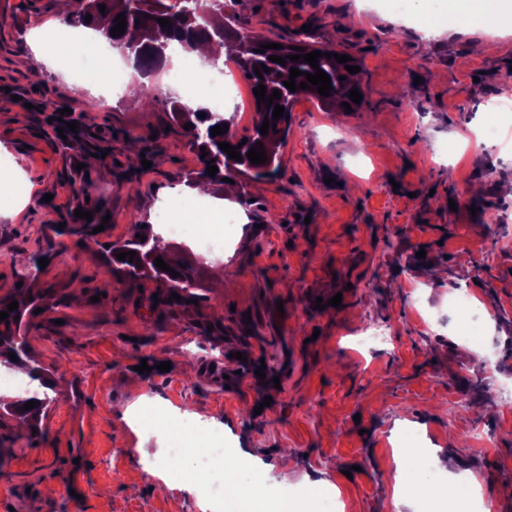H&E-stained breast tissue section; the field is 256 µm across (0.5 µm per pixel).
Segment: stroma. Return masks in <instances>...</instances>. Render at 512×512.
Instances as JSON below:
<instances>
[{
    "mask_svg": "<svg viewBox=\"0 0 512 512\" xmlns=\"http://www.w3.org/2000/svg\"><path fill=\"white\" fill-rule=\"evenodd\" d=\"M56 2L0 0V163L22 159L31 199L0 215V299H33L31 363L61 391L39 432L0 427V512H200L143 470L158 442H140L148 425L132 430L124 412L148 398L219 416L226 445L264 466L328 479L340 512H408L388 480L402 466L395 431L410 425L425 453L479 478L493 512H512V405L497 398L512 388V197L497 189L512 112L485 152L464 146L486 105L512 98V36L426 38L389 21L386 0H250L240 25L284 39L308 25L359 57L364 101L348 113L299 97L278 177L247 186V205L213 188L240 216L222 263L172 240L170 260L199 267V287L194 303L158 305L163 285L109 271L108 247L137 224L159 232L161 204L187 198L201 163L170 119L168 70L131 73L124 96L94 108L33 52ZM64 108L78 128L63 137ZM140 148L157 151L151 167ZM492 214L504 224L488 226ZM455 289L487 316L476 340L448 307ZM338 293L342 307L316 308ZM376 324L386 345L360 347ZM258 342L279 387L243 367Z\"/></svg>",
    "mask_w": 512,
    "mask_h": 512,
    "instance_id": "stroma-1",
    "label": "stroma"
}]
</instances>
